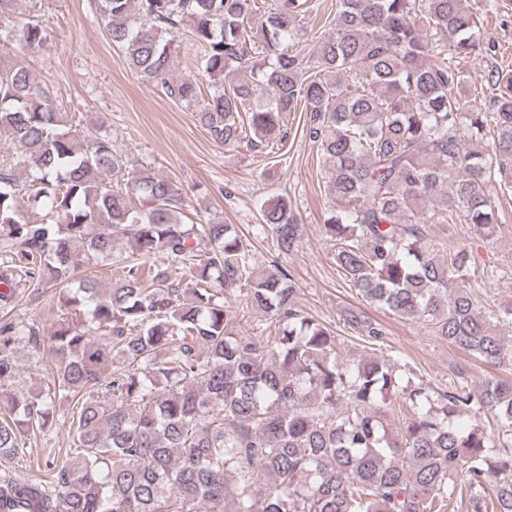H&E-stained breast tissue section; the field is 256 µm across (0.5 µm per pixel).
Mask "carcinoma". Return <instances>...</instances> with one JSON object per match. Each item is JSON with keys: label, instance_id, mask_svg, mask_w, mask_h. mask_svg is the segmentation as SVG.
<instances>
[{"label": "carcinoma", "instance_id": "carcinoma-1", "mask_svg": "<svg viewBox=\"0 0 512 512\" xmlns=\"http://www.w3.org/2000/svg\"><path fill=\"white\" fill-rule=\"evenodd\" d=\"M18 0H0V32L24 51L51 33ZM464 0H336L314 53L291 49L305 0H100L109 40L130 70L195 109L228 151L288 139L307 112L336 206L323 226L334 259L369 303L430 326L498 368L512 362V303L487 307L469 251L448 225L491 236L492 186L512 189V70L493 71V112L468 107L461 60L482 49ZM195 70L174 74L175 34ZM20 61L0 60V285L28 261L29 296L58 289L65 317L0 323V381L17 345L50 358L40 390L0 404V457L52 429L57 397L81 404L72 463L41 481L0 476V512H512V382L441 390L377 353L385 326L359 307L343 320L365 353L342 356L331 326L295 303L278 267L262 269L231 224L186 223L182 191L112 137L73 127ZM45 212L32 221L22 198ZM261 223L278 250L298 226L284 199ZM441 227V235L431 225ZM131 254H114L119 238ZM116 265L103 287L86 271ZM270 315L265 337L235 329L224 292ZM491 418L493 428L469 422Z\"/></svg>", "mask_w": 512, "mask_h": 512}]
</instances>
